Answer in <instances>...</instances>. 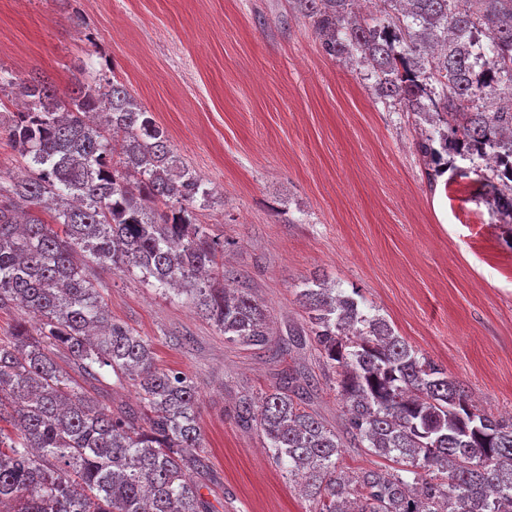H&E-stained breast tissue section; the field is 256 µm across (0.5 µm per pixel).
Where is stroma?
I'll list each match as a JSON object with an SVG mask.
<instances>
[{"mask_svg": "<svg viewBox=\"0 0 512 512\" xmlns=\"http://www.w3.org/2000/svg\"><path fill=\"white\" fill-rule=\"evenodd\" d=\"M0 68L42 72L60 96L87 76L123 83L211 189L192 221L223 244L225 284L270 310L269 349L231 343L140 270L88 267L113 319L193 380L211 512H313L234 406L296 366L315 380L306 411L340 426L312 346L279 351L316 281L358 292L481 410L512 418V225L469 160L448 154L429 186V123L380 98L371 68L327 56L291 0H0Z\"/></svg>", "mask_w": 512, "mask_h": 512, "instance_id": "stroma-1", "label": "stroma"}]
</instances>
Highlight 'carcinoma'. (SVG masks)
I'll use <instances>...</instances> for the list:
<instances>
[{
    "label": "carcinoma",
    "mask_w": 512,
    "mask_h": 512,
    "mask_svg": "<svg viewBox=\"0 0 512 512\" xmlns=\"http://www.w3.org/2000/svg\"><path fill=\"white\" fill-rule=\"evenodd\" d=\"M331 58L371 64L376 90L417 114L423 87L448 131L419 151L429 184L452 152L493 162L484 187L501 216L512 167V0H382L370 24L356 0H293ZM485 30L501 67L476 74L462 38ZM24 111L3 133L28 159L29 175L0 192V310L33 321L0 337V512H209L189 475H210L194 382L156 367L150 344L112 319L79 258L137 268L204 309L228 342H270L267 306L215 273L218 243L192 222L211 191L178 162L165 131L117 82L79 80L68 99L49 77L14 82ZM122 135L119 148L112 147ZM440 140V148L433 143ZM55 210L54 223L41 212ZM308 319L290 342H311L336 373L338 430L301 408L310 382L291 371L238 421L260 429L283 474L303 478L314 512H512V420L487 414L468 386L420 355L359 301L320 284L298 294ZM137 382L147 411L112 410L86 384L104 375ZM368 447L401 464L353 476L338 470L345 448Z\"/></svg>",
    "instance_id": "1"
}]
</instances>
